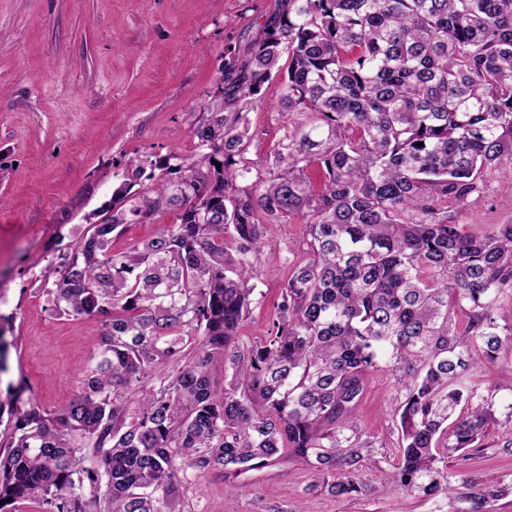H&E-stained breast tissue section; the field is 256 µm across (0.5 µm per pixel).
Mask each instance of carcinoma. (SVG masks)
I'll return each mask as SVG.
<instances>
[{
	"label": "carcinoma",
	"instance_id": "carcinoma-1",
	"mask_svg": "<svg viewBox=\"0 0 512 512\" xmlns=\"http://www.w3.org/2000/svg\"><path fill=\"white\" fill-rule=\"evenodd\" d=\"M275 77L278 111L309 123L243 188L244 115ZM193 133L199 158L150 163L166 175L152 187L132 166L108 221L43 275L54 312L95 317L103 333L68 405L42 410L22 384L0 403V512L28 500L46 512H176L191 469L238 494L241 475L291 462L309 469L311 491L367 497L359 471L387 440L356 416L384 362L398 380V462L383 479L446 501L444 512H490L512 496V481L466 465L491 426L512 453V402L499 411L476 377L485 362L512 365V326L496 316L512 298V224L465 232L444 207L512 164V0H282L245 58L224 64ZM168 210L179 223L112 251L128 225ZM288 213L307 224V256L265 342L246 346L251 280ZM187 344L194 359L169 368Z\"/></svg>",
	"mask_w": 512,
	"mask_h": 512
}]
</instances>
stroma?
<instances>
[{"label":"stroma","mask_w":512,"mask_h":512,"mask_svg":"<svg viewBox=\"0 0 512 512\" xmlns=\"http://www.w3.org/2000/svg\"><path fill=\"white\" fill-rule=\"evenodd\" d=\"M280 0H0V328L12 346L0 375V400L22 381L40 408L79 395L103 328L93 317L54 314L42 286L48 265L70 252L126 180L130 162L198 153L191 126L218 94L229 57L247 49ZM278 81L266 86L247 119L255 132L246 157L264 176L266 159L286 130L305 121L275 111ZM448 212L467 232L512 223V171H486L466 200ZM264 249L250 312L240 336L263 342L280 290L307 250L301 216L278 218ZM397 392L392 371L373 373L357 412L367 433L390 426ZM472 452L480 475L512 479V455L493 445ZM384 459L360 477L377 487L362 500L307 493L311 475L291 464L244 474L248 493L234 497L223 477L192 471L177 492L179 512H439L434 501L406 497L380 475Z\"/></svg>","instance_id":"1"}]
</instances>
